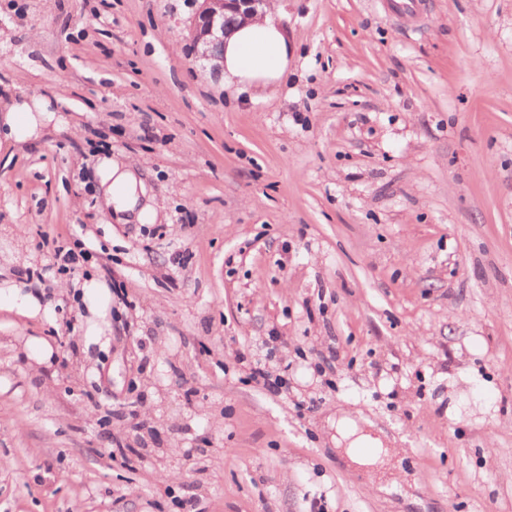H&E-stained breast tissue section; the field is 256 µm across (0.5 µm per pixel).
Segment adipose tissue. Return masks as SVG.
I'll use <instances>...</instances> for the list:
<instances>
[{"instance_id":"ef3b65f1","label":"adipose tissue","mask_w":512,"mask_h":512,"mask_svg":"<svg viewBox=\"0 0 512 512\" xmlns=\"http://www.w3.org/2000/svg\"><path fill=\"white\" fill-rule=\"evenodd\" d=\"M224 81L243 89L274 87L288 76L289 46L280 24L264 17L230 26L222 46ZM55 115L43 99L23 101L0 114L8 137L18 141L40 138ZM102 197L118 220L151 224L157 212L146 196V189L131 164L108 160L98 171ZM336 444L345 448L347 459L360 468L383 463L388 455L381 438L366 432L358 421L341 416L336 420Z\"/></svg>"}]
</instances>
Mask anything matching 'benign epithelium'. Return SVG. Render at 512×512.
Instances as JSON below:
<instances>
[{
    "mask_svg": "<svg viewBox=\"0 0 512 512\" xmlns=\"http://www.w3.org/2000/svg\"><path fill=\"white\" fill-rule=\"evenodd\" d=\"M271 0H200L190 28V37L198 56L211 64L214 73L224 75V61L214 47L224 41L226 13L244 19L266 14Z\"/></svg>",
    "mask_w": 512,
    "mask_h": 512,
    "instance_id": "obj_1",
    "label": "benign epithelium"
}]
</instances>
